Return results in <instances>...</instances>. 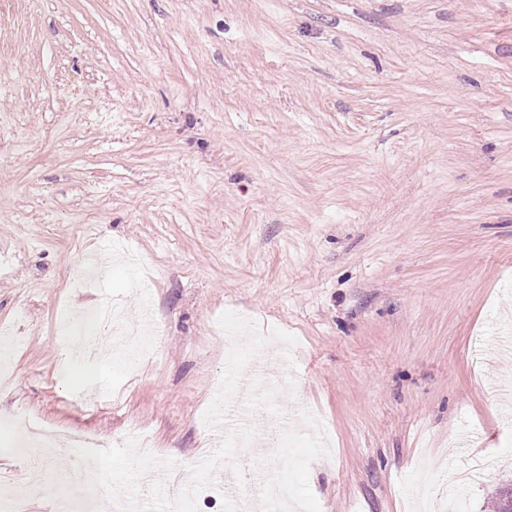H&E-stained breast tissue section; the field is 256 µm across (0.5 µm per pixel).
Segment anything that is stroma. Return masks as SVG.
<instances>
[{
	"label": "stroma",
	"instance_id": "obj_1",
	"mask_svg": "<svg viewBox=\"0 0 512 512\" xmlns=\"http://www.w3.org/2000/svg\"><path fill=\"white\" fill-rule=\"evenodd\" d=\"M113 301L74 351L78 314ZM0 482L88 432L112 512H180L227 413L302 512H419L512 480V0H0ZM288 340L284 376L250 336ZM36 434L53 438L56 442L59 453H68L72 448H94L98 446V443L93 437L77 432L48 428L41 430Z\"/></svg>",
	"mask_w": 512,
	"mask_h": 512
}]
</instances>
